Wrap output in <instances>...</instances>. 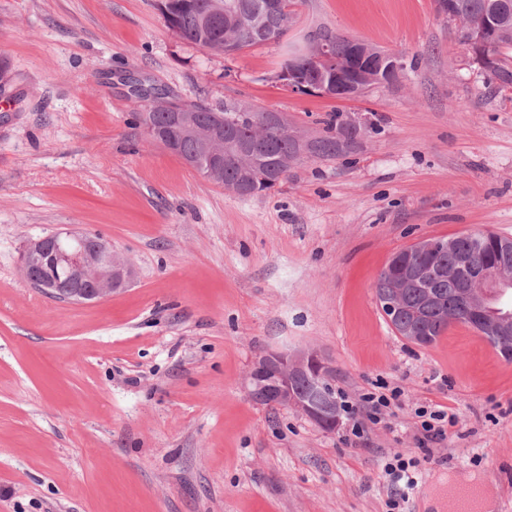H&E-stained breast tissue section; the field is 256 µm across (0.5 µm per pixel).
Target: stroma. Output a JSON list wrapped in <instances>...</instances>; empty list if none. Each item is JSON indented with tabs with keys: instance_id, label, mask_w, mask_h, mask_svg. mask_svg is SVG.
I'll return each mask as SVG.
<instances>
[{
	"instance_id": "obj_1",
	"label": "stroma",
	"mask_w": 512,
	"mask_h": 512,
	"mask_svg": "<svg viewBox=\"0 0 512 512\" xmlns=\"http://www.w3.org/2000/svg\"><path fill=\"white\" fill-rule=\"evenodd\" d=\"M155 3L0 0V512H384L395 453L443 510L438 478L474 473L512 512V362L461 324L410 343L375 296L411 244L512 239V95L434 0H303L279 42L231 57L176 38ZM324 28L407 67L356 99L290 91L289 48ZM137 80L311 137L334 115L363 134L242 197L148 139ZM64 227L108 240L134 282L77 304L34 288L24 247ZM309 348L334 389H403L367 442L250 398L259 355ZM424 402L457 414L427 448Z\"/></svg>"
}]
</instances>
